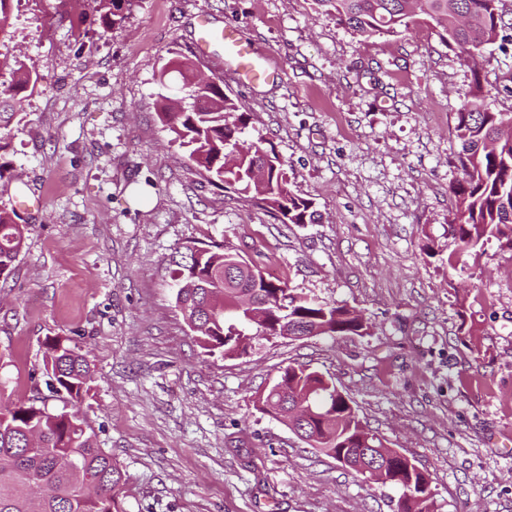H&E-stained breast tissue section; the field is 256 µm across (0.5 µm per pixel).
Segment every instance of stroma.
I'll use <instances>...</instances> for the list:
<instances>
[{
    "mask_svg": "<svg viewBox=\"0 0 512 512\" xmlns=\"http://www.w3.org/2000/svg\"><path fill=\"white\" fill-rule=\"evenodd\" d=\"M502 13L503 40L466 61L431 21L364 37L315 0H135L114 27L85 0H15L0 58L40 80L0 130V207L39 205L0 276V403L40 396L61 410L41 343L69 336L94 374L83 409L125 477L122 512H395V490L258 409L303 364L429 473L432 512H512V249L493 239L460 257L466 274L448 267L455 114L479 89L512 113V0ZM203 15L278 70L247 85L222 47L196 59L287 162L317 223H281L213 185L161 123V98L182 95L162 68L196 58ZM214 241L369 329L205 354L171 257Z\"/></svg>",
    "mask_w": 512,
    "mask_h": 512,
    "instance_id": "1",
    "label": "stroma"
}]
</instances>
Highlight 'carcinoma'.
Returning <instances> with one entry per match:
<instances>
[{
	"label": "carcinoma",
	"mask_w": 512,
	"mask_h": 512,
	"mask_svg": "<svg viewBox=\"0 0 512 512\" xmlns=\"http://www.w3.org/2000/svg\"><path fill=\"white\" fill-rule=\"evenodd\" d=\"M116 24L134 0H85ZM502 0H317L323 11L361 36H393L417 17L436 23L439 35L470 59L474 51L499 37ZM11 83L0 90V117L15 111L39 81L34 66L22 60L9 65ZM170 70L183 80L185 96L164 98L160 119L187 148L193 161L214 184L251 194L284 224H312L313 202L291 188L286 162L263 141L240 142L247 114L237 109L220 84L196 81V64L170 60ZM512 113L496 112L481 97L457 112L458 158L463 178L453 186L458 221L451 225L457 252L476 253L491 238L506 239L512 248V133L503 127ZM28 226L14 210L0 208V275L10 271L23 247ZM241 254L224 243L188 246L176 262V304L205 353L224 357L248 353L270 315L288 316V326L310 331L325 326L332 339L358 334L365 324L349 317L336 303L295 292L285 280L255 287L264 273L258 266L226 273ZM43 365L50 393L70 410L52 413L39 397L29 404L0 406V512H121L123 474L112 454L101 448L82 404L93 374L80 348L68 336L43 341ZM288 388L307 398L317 411L335 406L336 388L319 385L318 372L288 366L280 375ZM321 436L318 451L336 460L347 448H359L376 434L358 416L315 423ZM404 462L390 461L389 486L396 490V512H430L431 479L425 472L402 473Z\"/></svg>",
	"instance_id": "obj_1"
}]
</instances>
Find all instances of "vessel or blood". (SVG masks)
I'll use <instances>...</instances> for the list:
<instances>
[{"label": "vessel or blood", "instance_id": "obj_1", "mask_svg": "<svg viewBox=\"0 0 512 512\" xmlns=\"http://www.w3.org/2000/svg\"><path fill=\"white\" fill-rule=\"evenodd\" d=\"M217 44L223 45L224 59L233 64L241 81L253 83L270 78V66L265 63L263 54L258 52L238 30L230 26L217 28L208 18H199L194 39L196 54L200 58H208L211 48Z\"/></svg>", "mask_w": 512, "mask_h": 512}]
</instances>
